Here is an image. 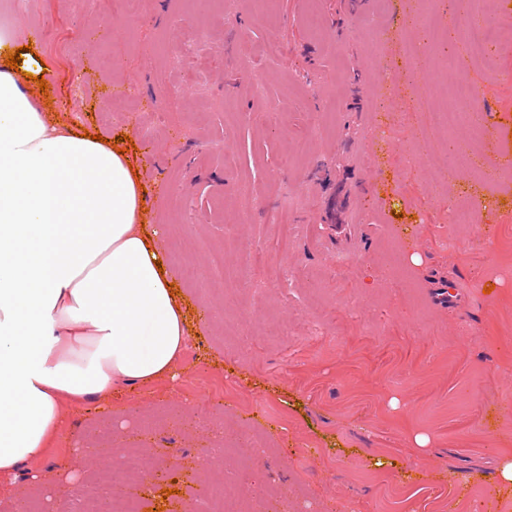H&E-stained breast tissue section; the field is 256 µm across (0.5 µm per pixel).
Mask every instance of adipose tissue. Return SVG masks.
Masks as SVG:
<instances>
[{
    "instance_id": "1",
    "label": "adipose tissue",
    "mask_w": 512,
    "mask_h": 512,
    "mask_svg": "<svg viewBox=\"0 0 512 512\" xmlns=\"http://www.w3.org/2000/svg\"><path fill=\"white\" fill-rule=\"evenodd\" d=\"M0 27V476L45 455L63 400L176 380L185 315L126 154L49 123ZM20 54L17 67L6 63Z\"/></svg>"
}]
</instances>
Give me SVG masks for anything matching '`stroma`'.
<instances>
[{"label":"stroma","instance_id":"1","mask_svg":"<svg viewBox=\"0 0 512 512\" xmlns=\"http://www.w3.org/2000/svg\"><path fill=\"white\" fill-rule=\"evenodd\" d=\"M472 10L505 32L461 72ZM450 22L411 79L423 25ZM1 25L45 64L30 90L47 120L134 142L188 336L176 381L64 402L48 453L0 479V512L111 496L130 454L151 467L139 512H184L225 481L258 512H512L496 488L512 456V180L414 152L421 98L463 78L485 109L482 158H512V0H143L137 15L0 0ZM128 89L129 109L107 112ZM458 207L477 222L452 247ZM245 256L249 281L225 286ZM218 439L232 446L214 459Z\"/></svg>","mask_w":512,"mask_h":512}]
</instances>
